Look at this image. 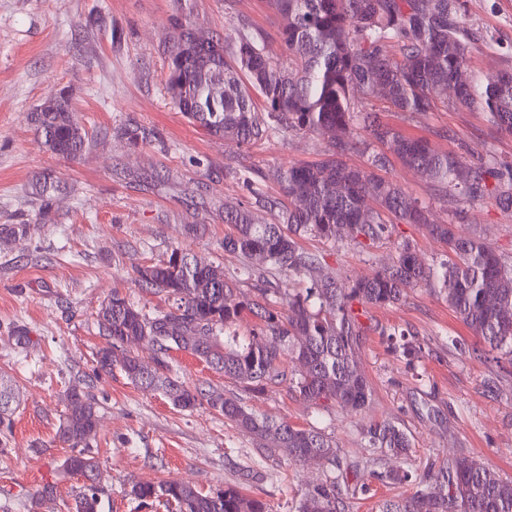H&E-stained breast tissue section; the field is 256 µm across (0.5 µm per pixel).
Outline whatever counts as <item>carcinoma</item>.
<instances>
[{
  "instance_id": "1",
  "label": "carcinoma",
  "mask_w": 512,
  "mask_h": 512,
  "mask_svg": "<svg viewBox=\"0 0 512 512\" xmlns=\"http://www.w3.org/2000/svg\"><path fill=\"white\" fill-rule=\"evenodd\" d=\"M280 16L279 36L288 65L273 60L263 38L240 33L235 64L224 56V38L205 55L193 53L192 28L179 24L168 62L167 85L177 109L209 134L254 145L279 133L296 132L328 141L324 157L291 164L278 179L290 204L268 222L239 208L225 214L233 232L224 251L248 263L232 273L178 248L167 258L138 267L135 280L147 293L169 301L148 311L117 291L96 312L107 343L96 354L100 371H122L134 384L161 392L180 410L205 408L252 435L265 462L287 455L289 463H316L322 476L291 505V512H350V500L370 491L366 482L350 484L348 473L366 470L385 484L414 483L409 496L387 500L380 512H512V483L485 462L456 456L436 473L385 468L387 459L407 461L411 437L382 420L364 430L369 457L347 463L333 436L256 413L245 400L218 388H190L173 374L170 351L190 353L251 398L283 384L317 408L333 405L361 411L372 388L357 366L360 351L359 305L388 306L408 284H435L457 317L491 351L512 360V258L481 237L454 224L430 222L425 206L376 171L388 167L383 153H371L368 166L348 165L353 149L370 142L391 145L401 162L444 194L469 201L491 200L512 211V161L474 162L433 151L427 140L406 136L382 122L369 100L375 90L397 112H432L451 88L455 104L477 108L496 128L512 134V72L465 75L472 49L464 21L454 18L456 0H269ZM223 92L213 93L215 85ZM266 106L260 110L255 97ZM52 154L76 158L88 133L67 97L44 100L27 116ZM380 208L365 207V198ZM419 224L448 248L435 267L424 263L408 242L397 246L393 263L373 276L342 287L319 275L322 256L299 241L314 237L361 247L389 237L394 222ZM274 270L283 277H306L310 286L288 290L265 280ZM260 281L252 295L238 284ZM245 313L258 324L240 336L231 327ZM146 343L153 365L128 352ZM56 431L72 449L61 469L84 479L70 512H97L99 462L88 454L96 434L100 405L79 387ZM18 396L13 380L0 372V447L14 427ZM130 495L164 500L175 512H269L266 502L234 486L202 492L182 483H134Z\"/></svg>"
}]
</instances>
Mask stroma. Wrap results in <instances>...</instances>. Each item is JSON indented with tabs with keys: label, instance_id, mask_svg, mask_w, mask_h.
Here are the masks:
<instances>
[{
	"label": "stroma",
	"instance_id": "1",
	"mask_svg": "<svg viewBox=\"0 0 512 512\" xmlns=\"http://www.w3.org/2000/svg\"><path fill=\"white\" fill-rule=\"evenodd\" d=\"M460 13L476 38L468 71L512 72V0H460ZM179 20L198 34L222 36L226 55L245 30L263 36L271 58L286 59L267 0H0V225L30 227L28 235L0 239V372L13 377L20 399L13 434L0 447V512H68L82 480L60 472L71 450L56 431L75 384L101 406L89 442L102 472L98 512H166L131 496L135 482L186 483L204 492L231 485L265 501L271 512H289L318 477L312 465L256 468L252 437L223 416L174 408L120 371L96 368L95 355L106 343L96 311L112 291L150 310L164 305L141 290L135 267L175 248L228 271L240 267L242 257L224 250L225 210L258 209L261 199L285 203L280 170L316 162L328 147L295 133L247 147L189 123L167 88ZM62 90L88 132L87 147L74 159L47 151L27 121ZM443 99L437 111L412 114L388 110L380 95L372 103L385 123L427 139L438 153L512 159V135L484 112L456 106L451 93ZM129 126L157 138L131 144L120 134ZM44 174L68 188L49 210L32 192L33 180ZM382 175L428 205L434 223L463 225L512 254V212L489 200L438 194L396 158ZM189 224L205 225L204 236L187 235ZM402 241L426 263L445 257L444 244L418 224L396 225L391 238L366 248L316 238L300 245L323 256L322 276L345 282L390 264ZM359 319L358 366L374 394L368 409L318 412L284 386L250 400V407L325 429L349 462L365 454L364 428L390 420L410 435L417 472L466 454L512 480V360L456 350L453 340L471 346L479 340L429 285L404 288L397 304L360 308ZM20 332L27 338L22 345ZM407 344L420 346L421 354L404 352ZM171 357L187 386L236 391L192 355L175 350ZM47 483L55 485V497L33 503Z\"/></svg>",
	"mask_w": 512,
	"mask_h": 512
}]
</instances>
